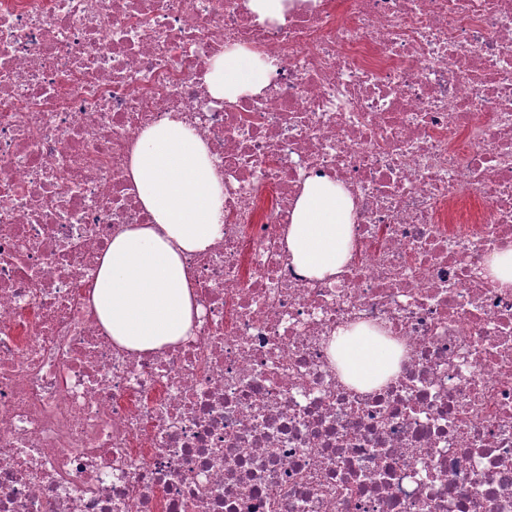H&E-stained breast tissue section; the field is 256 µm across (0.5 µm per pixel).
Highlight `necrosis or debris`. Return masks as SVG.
<instances>
[{
	"label": "necrosis or debris",
	"instance_id": "1",
	"mask_svg": "<svg viewBox=\"0 0 512 512\" xmlns=\"http://www.w3.org/2000/svg\"><path fill=\"white\" fill-rule=\"evenodd\" d=\"M249 2L0 0V512H512V0ZM239 46L270 82L214 98ZM172 113L224 223L190 335L133 352L91 286ZM317 176L355 206L325 279L286 243ZM361 323L403 349L368 391L331 355ZM285 2V0H251L250 7L260 20H283L286 10ZM487 275L498 288H512V247L492 255L487 262Z\"/></svg>",
	"mask_w": 512,
	"mask_h": 512
}]
</instances>
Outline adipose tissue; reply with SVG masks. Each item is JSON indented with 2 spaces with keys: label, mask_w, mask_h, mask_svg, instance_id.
Returning a JSON list of instances; mask_svg holds the SVG:
<instances>
[{
  "label": "adipose tissue",
  "mask_w": 512,
  "mask_h": 512,
  "mask_svg": "<svg viewBox=\"0 0 512 512\" xmlns=\"http://www.w3.org/2000/svg\"><path fill=\"white\" fill-rule=\"evenodd\" d=\"M272 66L237 48L216 58L207 74L212 95L233 100L265 88ZM131 176L153 221L113 236L100 259L92 301L101 326L119 346L152 352L188 336L197 315L184 258L205 251L222 229L224 187L207 145L178 117L147 129L133 152ZM354 204L325 177L308 179L288 226L297 272L336 275L350 257ZM331 354L343 379L363 390L394 372L400 350L365 326L338 330Z\"/></svg>",
  "instance_id": "1"
}]
</instances>
